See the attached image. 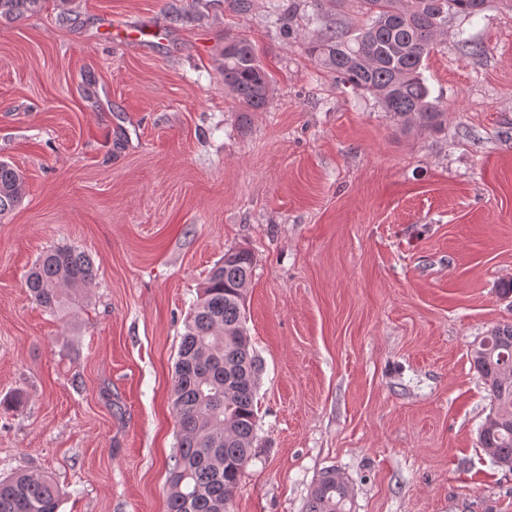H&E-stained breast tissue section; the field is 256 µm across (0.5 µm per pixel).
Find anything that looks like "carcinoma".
Returning <instances> with one entry per match:
<instances>
[{
    "instance_id": "cac0c4a2",
    "label": "carcinoma",
    "mask_w": 512,
    "mask_h": 512,
    "mask_svg": "<svg viewBox=\"0 0 512 512\" xmlns=\"http://www.w3.org/2000/svg\"><path fill=\"white\" fill-rule=\"evenodd\" d=\"M40 2L0 0V16L22 15ZM361 2L367 16L361 25L315 14L317 33L307 52L352 89L375 94L403 128L441 131L447 109L430 99L421 67L437 38L448 33V16H478L477 0ZM223 68L224 89L245 122L249 113L265 106L271 77L245 39L225 42ZM23 194L20 172L0 161V216L11 212ZM253 267L249 251L225 252L185 319L173 386L179 454L171 468L167 512H227L252 458L262 371L246 327V288ZM93 277L89 255L58 247L39 257L25 287L38 307L75 315ZM470 356L492 402L478 443L491 452L494 464L512 470V375H505L506 365H512V324L492 328L472 345ZM59 499L60 489L49 476L18 471L0 477V512H58ZM349 501L344 480L336 470H326L310 492L306 512H349Z\"/></svg>"
}]
</instances>
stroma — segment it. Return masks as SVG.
<instances>
[{
	"mask_svg": "<svg viewBox=\"0 0 512 512\" xmlns=\"http://www.w3.org/2000/svg\"><path fill=\"white\" fill-rule=\"evenodd\" d=\"M306 2L283 0L288 39L269 0L0 17V160L26 185L0 218V474L52 477L59 512H167L184 321L233 248L254 256L263 371L229 512H306L331 468L351 512H512V471L478 443L491 400L470 358L512 324V0L449 17L424 61L439 133L317 66ZM228 37L272 78L245 123ZM52 247L94 263L78 316L26 292Z\"/></svg>",
	"mask_w": 512,
	"mask_h": 512,
	"instance_id": "1",
	"label": "stroma"
}]
</instances>
